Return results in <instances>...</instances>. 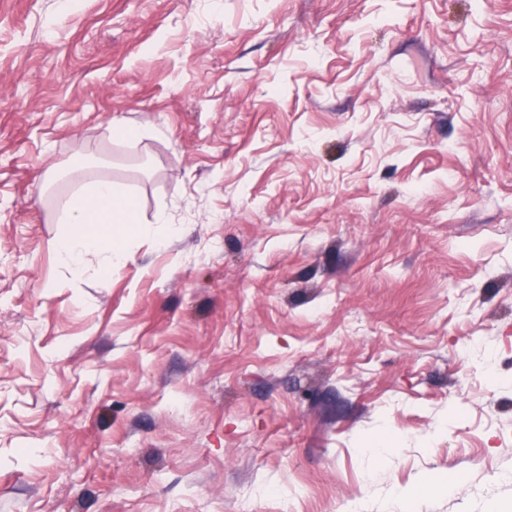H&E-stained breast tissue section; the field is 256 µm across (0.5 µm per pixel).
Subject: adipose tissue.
Segmentation results:
<instances>
[{"label": "adipose tissue", "mask_w": 512, "mask_h": 512, "mask_svg": "<svg viewBox=\"0 0 512 512\" xmlns=\"http://www.w3.org/2000/svg\"><path fill=\"white\" fill-rule=\"evenodd\" d=\"M65 207L67 221L75 229L61 237L57 253L73 276H81L94 264L99 265L101 272L108 273L124 261L122 251L112 248L98 251L93 247L96 225L108 224L120 230L135 221L132 201L121 184L105 179L89 182Z\"/></svg>", "instance_id": "obj_1"}]
</instances>
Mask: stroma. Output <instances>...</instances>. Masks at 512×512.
Segmentation results:
<instances>
[{"instance_id": "obj_1", "label": "stroma", "mask_w": 512, "mask_h": 512, "mask_svg": "<svg viewBox=\"0 0 512 512\" xmlns=\"http://www.w3.org/2000/svg\"><path fill=\"white\" fill-rule=\"evenodd\" d=\"M241 501L512 512V0H0V512ZM65 207V223L76 224L80 230L63 235L57 244V253L74 277H80L98 258L101 273H110L112 265L125 260L123 251L92 250L97 236L90 231L97 224H108L107 237L112 239V224L113 232L114 227L119 232L124 226L130 227L126 224H136L132 201L121 184L105 179L89 182Z\"/></svg>"}]
</instances>
